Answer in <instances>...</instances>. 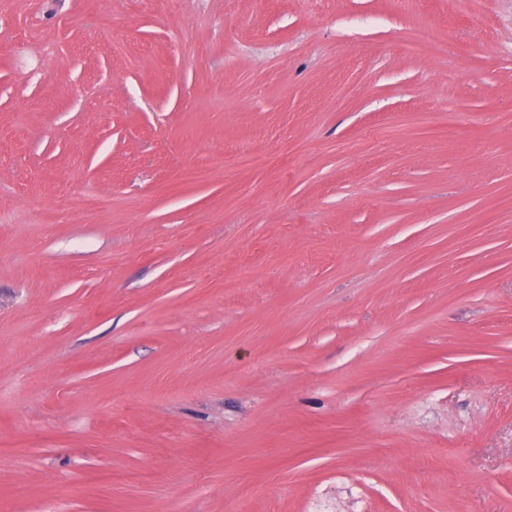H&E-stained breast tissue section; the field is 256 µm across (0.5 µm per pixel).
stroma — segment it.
<instances>
[{"label":"stroma","instance_id":"1","mask_svg":"<svg viewBox=\"0 0 512 512\" xmlns=\"http://www.w3.org/2000/svg\"><path fill=\"white\" fill-rule=\"evenodd\" d=\"M0 512H512V0H0Z\"/></svg>","mask_w":512,"mask_h":512}]
</instances>
